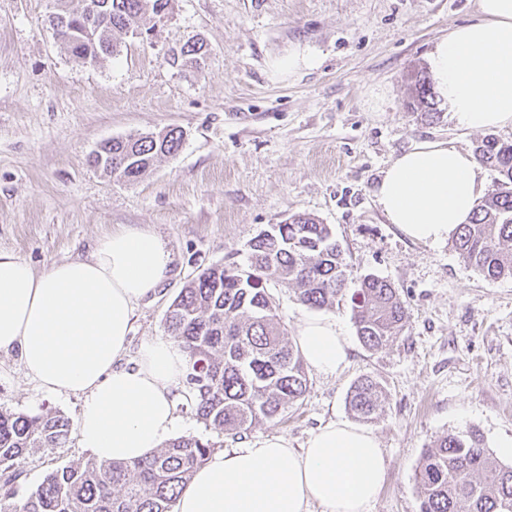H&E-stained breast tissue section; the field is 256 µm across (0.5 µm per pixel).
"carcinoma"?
<instances>
[{"label":"carcinoma","mask_w":512,"mask_h":512,"mask_svg":"<svg viewBox=\"0 0 512 512\" xmlns=\"http://www.w3.org/2000/svg\"><path fill=\"white\" fill-rule=\"evenodd\" d=\"M107 3L112 46L136 30L163 0H72L50 21L53 35L75 39L72 53L87 52L82 13L87 3ZM413 92L425 117H438L430 83L414 75ZM183 131L114 139L101 146L94 166L119 179L137 180L153 163L175 155ZM475 153L499 175L497 189L459 226L453 247L485 277H512V141L484 137ZM248 265H215L187 282L165 314L167 335L188 358L186 387L199 419L214 429L242 437L256 425L273 422L307 390L304 360L287 338L264 281L294 289L312 309L348 303L357 336L377 351L402 335L406 308L397 288L376 275L348 291L347 262L327 224L302 213L273 224L248 242ZM384 390L372 377L353 382L346 396L349 412L369 422L381 410ZM70 420L57 412L28 416L0 412V504L14 497L17 470L40 449L60 448L71 434ZM215 444L181 436L154 454L132 462L94 457L49 472L35 491L11 512H173L177 498ZM415 481L420 512H512V464L498 461L482 436L448 434L424 449Z\"/></svg>","instance_id":"1"}]
</instances>
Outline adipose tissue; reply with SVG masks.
<instances>
[{"label": "adipose tissue", "mask_w": 512, "mask_h": 512, "mask_svg": "<svg viewBox=\"0 0 512 512\" xmlns=\"http://www.w3.org/2000/svg\"><path fill=\"white\" fill-rule=\"evenodd\" d=\"M479 21L437 43L431 70L440 96L468 129L512 127V0H478ZM486 187L477 159L450 141H425L384 170L375 199L389 223L411 239L444 243L468 223ZM172 275V256L156 233L125 226L88 256L44 272L0 250V353L17 354L25 374L51 393L83 396L82 447L101 460L147 457L173 435L171 392L184 384L187 357L158 337L133 367L120 366L138 303ZM314 370L333 375L348 361L336 320L309 318L297 332ZM385 473L382 450L365 429L330 422L299 450L282 437L210 456L174 512H367Z\"/></svg>", "instance_id": "1"}]
</instances>
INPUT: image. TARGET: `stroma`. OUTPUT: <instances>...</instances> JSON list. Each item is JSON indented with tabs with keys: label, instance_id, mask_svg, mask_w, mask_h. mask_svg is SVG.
Here are the masks:
<instances>
[{
	"label": "stroma",
	"instance_id": "1",
	"mask_svg": "<svg viewBox=\"0 0 512 512\" xmlns=\"http://www.w3.org/2000/svg\"><path fill=\"white\" fill-rule=\"evenodd\" d=\"M55 0H0V250L43 272L86 256L128 224L161 236L174 275L135 309L127 360L164 335L172 299L227 261L246 264L248 242L294 213L330 225L352 279L375 274L407 307L403 334L378 351L358 339L348 306L332 310L350 342L336 375L308 370L304 396L244 439L207 427L173 391L176 436L229 451L281 436L301 448L321 426L351 421L346 396L369 376L384 408L367 428L385 480L368 512H420L415 469L424 448L478 431L502 455L512 441V277L485 278L451 243L426 245L389 223L374 192L383 171L423 141L474 151L484 133L461 127L446 103L429 121L410 78L453 28L478 21L477 0H167L118 55L90 65L48 25ZM202 43L199 64L181 54ZM309 66L288 74L290 52ZM169 127L184 141L134 182L89 163L98 146ZM82 399L43 390L13 354L0 353V411L58 412L77 422ZM78 434L22 465L17 498L52 469L89 458Z\"/></svg>",
	"mask_w": 512,
	"mask_h": 512
}]
</instances>
